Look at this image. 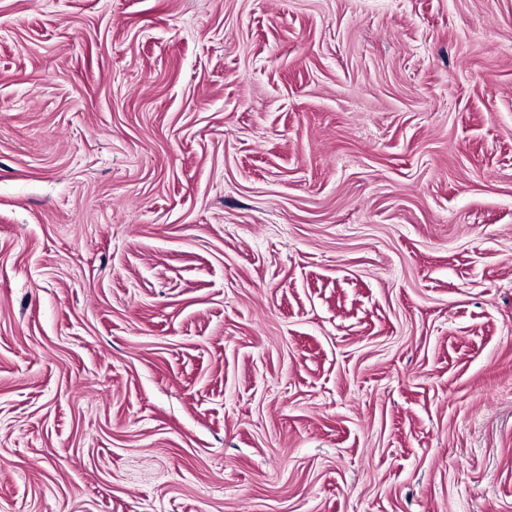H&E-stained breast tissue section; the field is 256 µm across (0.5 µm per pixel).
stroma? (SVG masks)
<instances>
[{"label": "stroma", "mask_w": 512, "mask_h": 512, "mask_svg": "<svg viewBox=\"0 0 512 512\" xmlns=\"http://www.w3.org/2000/svg\"><path fill=\"white\" fill-rule=\"evenodd\" d=\"M0 512H512V0H0Z\"/></svg>", "instance_id": "obj_1"}]
</instances>
